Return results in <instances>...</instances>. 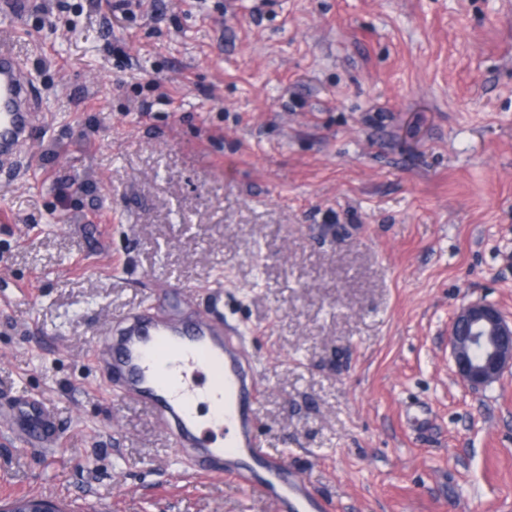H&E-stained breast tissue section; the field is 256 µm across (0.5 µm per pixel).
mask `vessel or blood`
Segmentation results:
<instances>
[{
  "instance_id": "1",
  "label": "vessel or blood",
  "mask_w": 512,
  "mask_h": 512,
  "mask_svg": "<svg viewBox=\"0 0 512 512\" xmlns=\"http://www.w3.org/2000/svg\"><path fill=\"white\" fill-rule=\"evenodd\" d=\"M40 115L31 106L29 79L16 58L0 49V170L11 171L36 136ZM93 360L108 387L148 409L165 426L179 457L197 477L225 476L272 498L278 512H322L301 471L267 456L259 438L260 381L247 364L246 346L221 313L147 304L129 312L98 342ZM206 402L208 427L195 406ZM13 432L57 447L60 422L42 395L0 401V421L14 410Z\"/></svg>"
}]
</instances>
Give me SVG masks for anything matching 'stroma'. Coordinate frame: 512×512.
<instances>
[{
	"mask_svg": "<svg viewBox=\"0 0 512 512\" xmlns=\"http://www.w3.org/2000/svg\"><path fill=\"white\" fill-rule=\"evenodd\" d=\"M31 0L0 48L46 126L0 176V500L275 512L187 479L95 340L151 296L223 311L261 440L337 512H512V370L472 391L451 318H512V0ZM123 52L114 55L113 44ZM15 408H20L22 418L18 426L5 422ZM28 441L40 442L44 448H57L62 439L60 422L50 403L42 395L26 392L18 400L0 401V424Z\"/></svg>",
	"mask_w": 512,
	"mask_h": 512,
	"instance_id": "obj_1",
	"label": "stroma"
}]
</instances>
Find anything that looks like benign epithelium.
Masks as SVG:
<instances>
[{"label":"benign epithelium","mask_w":512,"mask_h":512,"mask_svg":"<svg viewBox=\"0 0 512 512\" xmlns=\"http://www.w3.org/2000/svg\"><path fill=\"white\" fill-rule=\"evenodd\" d=\"M448 345L454 373L472 389L488 386L512 369V320L485 301L463 304L454 314ZM0 512H59L43 498H25Z\"/></svg>","instance_id":"obj_1"}]
</instances>
